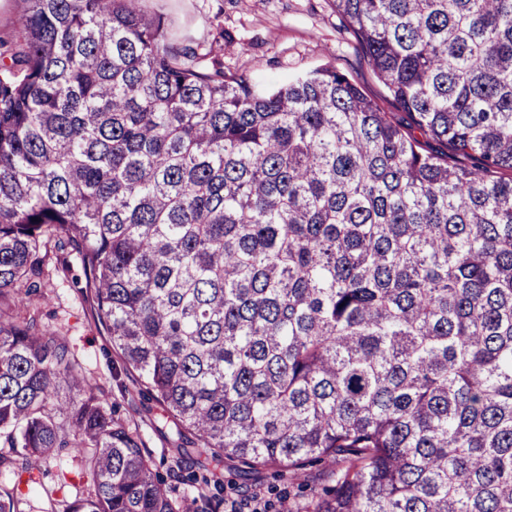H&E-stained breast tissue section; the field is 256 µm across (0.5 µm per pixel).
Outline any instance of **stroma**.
I'll use <instances>...</instances> for the list:
<instances>
[{
  "label": "stroma",
  "instance_id": "1",
  "mask_svg": "<svg viewBox=\"0 0 512 512\" xmlns=\"http://www.w3.org/2000/svg\"><path fill=\"white\" fill-rule=\"evenodd\" d=\"M145 10L163 15L179 36L211 44L224 61L225 73L246 75L263 84H281L323 64H330L362 88L383 111L394 104L373 74L362 45L337 14L333 0H144ZM73 272L79 271L76 256H69ZM56 257L46 260V277L38 295L23 307L9 306L0 313L7 317L34 316L41 325L66 336L80 366L90 375L96 391L107 403L121 407L148 448L155 469L169 474L174 454L176 428L154 401L125 394L132 374L123 371L108 336L96 328L90 303L71 276L57 270ZM45 483L65 474V495L85 489L90 479L81 474L72 449L62 448L41 460ZM221 479L224 500L231 503L252 494L255 485L265 486L261 495L263 512H280L282 503L297 500L299 490L285 481L274 480L263 471L260 482L225 466Z\"/></svg>",
  "mask_w": 512,
  "mask_h": 512
}]
</instances>
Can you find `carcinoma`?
Here are the masks:
<instances>
[{"label":"carcinoma","mask_w":512,"mask_h":512,"mask_svg":"<svg viewBox=\"0 0 512 512\" xmlns=\"http://www.w3.org/2000/svg\"><path fill=\"white\" fill-rule=\"evenodd\" d=\"M23 2L0 305L74 252L195 494L35 317L0 322V471L73 449L92 488L48 512H220L226 461L336 466L295 512H512V0H333L402 118L330 64L227 75L143 0Z\"/></svg>","instance_id":"cac0c4a2"}]
</instances>
